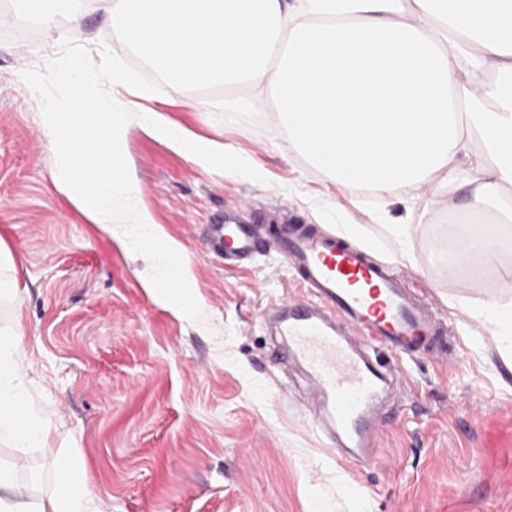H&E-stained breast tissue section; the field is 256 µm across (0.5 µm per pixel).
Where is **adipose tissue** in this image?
Wrapping results in <instances>:
<instances>
[{"instance_id": "adipose-tissue-1", "label": "adipose tissue", "mask_w": 512, "mask_h": 512, "mask_svg": "<svg viewBox=\"0 0 512 512\" xmlns=\"http://www.w3.org/2000/svg\"><path fill=\"white\" fill-rule=\"evenodd\" d=\"M90 3L176 88L271 94L281 149L344 187L401 199L429 224L413 192L434 186L457 217L452 266L496 264L512 224V0H21V14L51 30ZM468 314L512 356V299ZM19 348L17 331L0 339V441L48 451L51 425L15 413ZM48 463L58 479L39 496L0 466V512H97L83 466Z\"/></svg>"}]
</instances>
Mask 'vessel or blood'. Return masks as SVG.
Returning a JSON list of instances; mask_svg holds the SVG:
<instances>
[{
	"label": "vessel or blood",
	"instance_id": "obj_1",
	"mask_svg": "<svg viewBox=\"0 0 512 512\" xmlns=\"http://www.w3.org/2000/svg\"><path fill=\"white\" fill-rule=\"evenodd\" d=\"M226 257L251 259L262 246L253 225L228 218L210 225ZM301 293L275 301L286 359L302 365L310 387L303 411L338 467L357 471L380 460L381 404L404 393L400 369L381 352L447 359L432 311L406 290L401 276L367 247L318 226L296 229L281 245Z\"/></svg>",
	"mask_w": 512,
	"mask_h": 512
}]
</instances>
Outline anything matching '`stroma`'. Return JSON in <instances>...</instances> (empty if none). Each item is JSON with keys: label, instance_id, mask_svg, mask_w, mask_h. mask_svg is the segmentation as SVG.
<instances>
[{"label": "stroma", "instance_id": "stroma-1", "mask_svg": "<svg viewBox=\"0 0 512 512\" xmlns=\"http://www.w3.org/2000/svg\"><path fill=\"white\" fill-rule=\"evenodd\" d=\"M19 7L0 0V248L12 257L0 278L20 282L18 298H0V330L22 332L21 419L52 424L54 446L81 459L99 512H354L352 479L366 512H512V369L488 325L455 306L505 296L496 277L512 266V237L498 265L451 275L438 260L451 214L412 225L399 242L387 228L407 222L404 206L338 186L278 149L271 104L229 117L246 89L167 87L155 108L247 156L264 177L201 168L136 121L125 127L140 198L192 269L205 315L192 322L147 291L149 261L87 223L55 185L40 102L20 77L46 59L49 35L14 21ZM65 34L90 52L105 44L131 57L93 7ZM194 97L206 110L191 106ZM228 212L272 241L292 224L362 225L405 287L434 302L459 359L399 360L408 393L380 431L376 467L353 476L336 468L304 417L302 379L281 384L276 339L260 320L299 287L277 251L225 260L206 229ZM405 247L412 262L396 263ZM0 463L32 492L55 482L40 450L0 442Z\"/></svg>", "mask_w": 512, "mask_h": 512}]
</instances>
